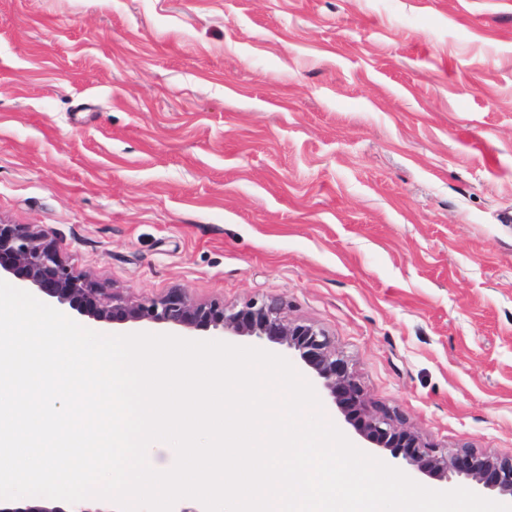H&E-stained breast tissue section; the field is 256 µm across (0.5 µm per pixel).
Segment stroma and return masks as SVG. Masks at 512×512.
<instances>
[{"mask_svg": "<svg viewBox=\"0 0 512 512\" xmlns=\"http://www.w3.org/2000/svg\"><path fill=\"white\" fill-rule=\"evenodd\" d=\"M0 224L132 301L280 298L512 457V0H0Z\"/></svg>", "mask_w": 512, "mask_h": 512, "instance_id": "1", "label": "stroma"}]
</instances>
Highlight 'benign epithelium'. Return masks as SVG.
Returning a JSON list of instances; mask_svg holds the SVG:
<instances>
[{"instance_id":"1","label":"benign epithelium","mask_w":512,"mask_h":512,"mask_svg":"<svg viewBox=\"0 0 512 512\" xmlns=\"http://www.w3.org/2000/svg\"><path fill=\"white\" fill-rule=\"evenodd\" d=\"M18 275L61 305L99 321L150 322L182 329L211 328L228 336H250L285 345L320 379L334 404L368 443L391 452L418 473L446 482L471 479L478 486L512 498V459L468 452L451 453L427 444L399 426L387 412L371 409L348 362L332 350L327 334L309 323H291L276 298L252 299L244 305L198 304L172 291L159 298L129 304L106 289L75 275L52 243L20 224H0V273ZM0 512H66L49 501Z\"/></svg>"}]
</instances>
